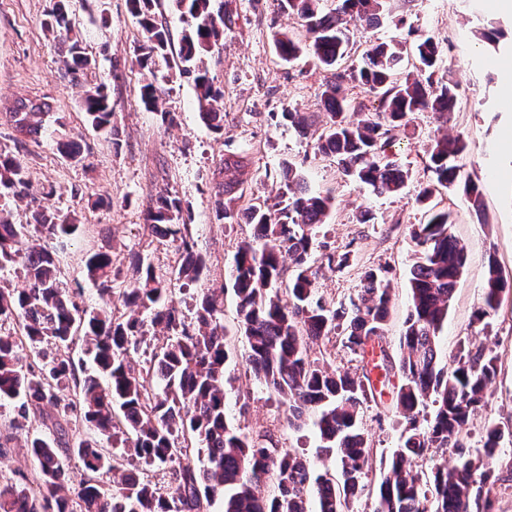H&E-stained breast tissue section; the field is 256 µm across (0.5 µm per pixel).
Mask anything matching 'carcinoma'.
Returning a JSON list of instances; mask_svg holds the SVG:
<instances>
[{"mask_svg":"<svg viewBox=\"0 0 512 512\" xmlns=\"http://www.w3.org/2000/svg\"><path fill=\"white\" fill-rule=\"evenodd\" d=\"M68 0H53L44 26L65 47L63 77L78 84L91 68L82 41L72 36ZM145 33L136 50V62L153 69L163 61L181 75H194L202 122L224 130L222 93L214 88L203 57L224 37V13L216 0H175L191 25L185 31L176 58L169 57V33L153 12L155 0H129ZM281 6L305 23L309 42L288 32L274 42L280 58L290 62L306 55L331 74L321 97L326 122L314 154L336 162L349 180L369 187L377 196L401 192L409 169L392 147L415 112H432L443 123L457 107V84L443 68L444 49L432 36L409 41L371 44L352 53L355 35L377 24L390 0H336L332 9L323 0H280ZM418 65L403 68L408 53ZM364 88V98H350L347 88ZM159 88L141 87L144 107L159 111ZM87 122L97 132L112 134V107L106 86L90 89L83 102ZM46 102L20 101L11 112L17 135L39 142L49 137L44 115ZM58 153L82 164L81 145L55 132ZM466 149L458 138L443 137L426 146L432 178L417 195L431 216L417 224L412 238L416 261L409 278L410 308L398 340V356L381 351L379 364L364 366L352 375L327 360L310 358V344L343 332L353 351L382 343L390 303V288L382 271L366 270L362 288L347 302L330 308L318 287V270L309 264L313 238L332 209V198L310 191L297 168L287 165L280 193L270 203L250 198L244 211L231 204L244 197L242 175L248 160L224 155L221 194L229 205L219 218L232 224L246 216L252 239L233 255L232 290L239 310L238 331L245 339L244 357L253 376L288 405L293 422L313 418L321 447L335 454L337 473L316 468L303 454L281 448L272 435L241 432L226 419L224 366L232 355L221 322L222 306L213 294L197 295L193 320L188 322L173 298L202 279L207 261L181 238L183 258L171 270L156 268L138 253L131 255L135 277L124 287L114 286L112 254L96 252L85 260L86 280L101 296H118L129 309L116 317L110 303L80 308L75 297L82 286L64 279L59 253L79 235L80 225L69 213L42 202L53 195L33 192L21 159L0 152V272H14L23 288L0 286V402L18 401L17 416L44 405L58 408L55 432L31 436L28 448L39 483L32 489L21 483L0 486V512H209L220 502V512H310L308 493L315 494L316 512H353L368 487L374 458L359 421L362 406L382 398L389 372L398 368L402 383L393 397L403 425L402 439L388 459L377 490L373 512H491V473L500 460L503 432L487 429L482 452H465L466 426L484 405L498 375V358L482 346L445 355L439 333L462 275L465 256L452 235L451 213L433 203L441 188L459 185L461 159ZM24 198L33 204L34 225L14 221L13 205ZM146 221L162 237L181 233V201L159 196ZM41 228L53 245H33L31 229ZM292 261L288 300L279 298L284 257ZM512 292V280L497 261L489 262L483 304L475 312L482 322ZM12 329H3L4 325ZM161 328L163 340L153 363L138 368L132 352L145 340L146 329ZM84 343L94 373L79 377L69 347ZM26 343L41 363L25 366L17 354ZM433 405L431 417L423 416ZM79 417L89 429L68 442L58 434L62 423ZM199 447L204 460L188 459ZM450 460L430 474L418 469L429 453ZM73 452L91 474L103 470L118 474L105 489L93 478L75 481L68 464ZM172 468V492L157 491L148 468Z\"/></svg>","mask_w":512,"mask_h":512,"instance_id":"carcinoma-1","label":"carcinoma"}]
</instances>
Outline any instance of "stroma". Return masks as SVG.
Listing matches in <instances>:
<instances>
[{
	"label": "stroma",
	"instance_id": "stroma-1",
	"mask_svg": "<svg viewBox=\"0 0 512 512\" xmlns=\"http://www.w3.org/2000/svg\"><path fill=\"white\" fill-rule=\"evenodd\" d=\"M48 6L49 0H0V150L24 160L34 191L52 190L48 207L76 216L81 232L60 263L67 281L83 283L80 306L102 303L96 287L84 280V260L91 252L111 253L125 281L132 277L131 253H142L161 268L179 262L177 243L157 238L144 221L159 194L175 195L186 221L182 234L207 260L199 286L224 298L222 322L233 351L225 373L232 425L248 434L270 432L281 447L304 453L317 467L334 468V457L322 451L313 425L289 426L287 405L254 380L243 358L245 340L238 331L229 269L252 227L217 217L222 160L228 152L247 156L244 192L249 196H276L288 163L301 169L313 192L332 196L331 215L311 253L313 266L322 270L319 286L326 301L335 304L357 295L363 271L384 270L391 296L384 348L393 355L409 306L408 273L415 261L410 231L425 220L416 201L431 177L423 148L436 137H457L467 145L461 175L478 185L484 209L471 210L462 189L440 194L453 214L451 230L465 249L466 264L439 343L449 354L481 344L498 357L499 373L486 405L468 427V451L481 452L490 426L512 432V299L504 298L483 322L474 320L489 258L512 272V89L505 81L512 75V9L491 11L484 0H391V16L364 31V40L389 41L401 34L394 16H405L418 34L442 43L444 65L458 85L457 109L448 125H439L429 112L410 115L394 152L411 179L401 193L378 197L344 177L331 160L315 155L325 122L320 102L327 73L308 57L293 63L279 57L275 32L300 38L305 32L300 19L281 11L277 0H224V39L205 59L214 86L223 93L220 134L199 117L192 77L174 73L161 84L160 111L171 112L172 121L162 122L160 112L143 107L140 88L152 76L135 59L143 31L128 0H69L75 29L96 60L78 85L63 78V48L43 26ZM101 83L112 104L114 135L109 139L84 118L85 92ZM24 99L52 103L45 125L52 130L64 122L68 137L87 152V165L66 161L51 141L16 139L9 114ZM288 111L312 116L308 135L285 120ZM100 197L105 206H97ZM363 210L373 216L369 223L358 221ZM333 252L349 253V266L324 268L326 255ZM400 384L398 374H391L382 403L364 404L361 412V426L379 460L388 459L402 434L391 397ZM53 413L44 407L19 428L14 403L0 405V484L22 479L35 484L26 440L45 431Z\"/></svg>",
	"mask_w": 512,
	"mask_h": 512
}]
</instances>
